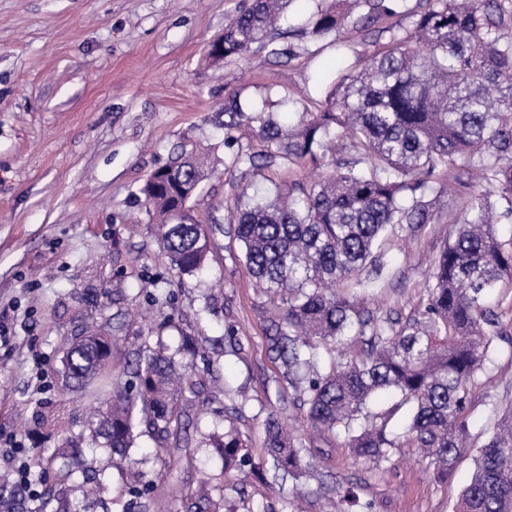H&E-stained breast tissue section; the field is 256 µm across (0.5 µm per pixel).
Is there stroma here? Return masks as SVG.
Here are the masks:
<instances>
[{"label": "stroma", "mask_w": 512, "mask_h": 512, "mask_svg": "<svg viewBox=\"0 0 512 512\" xmlns=\"http://www.w3.org/2000/svg\"><path fill=\"white\" fill-rule=\"evenodd\" d=\"M248 0H0V472L15 473L28 456L25 433L38 427L79 439L91 392L62 388L60 350L67 339L104 327L121 341L115 373L134 358L136 337L204 336L194 366L199 411L187 427L191 465L162 475L146 465L150 509L127 506L109 451L92 467L111 492L85 502L87 512H186L183 488L201 479L221 490L220 512H331L338 485H359L370 512H454L474 470L475 449L460 456L448 481L418 449L402 448L373 467L336 439L318 435L271 359L272 316L255 286L230 225L210 234L208 274H179L160 251L152 217L135 192L183 142L207 148L213 176L193 209L202 225L224 216L234 182L264 186L272 170L224 166L216 109L238 97L248 111L265 103L302 104L323 94L338 74L364 64L371 43L346 29L345 56L312 53L294 38L295 55L269 62L264 52L220 66L205 57L227 17ZM448 225L411 232L397 224L381 250L386 275L367 290L374 311H409L427 297L430 260ZM501 315L495 354L480 373L464 418L473 441L493 433L512 408V281L488 300ZM173 325H165L166 315ZM277 413L313 453L314 480L264 483L224 472L211 439L234 426L265 461L264 421Z\"/></svg>", "instance_id": "stroma-1"}]
</instances>
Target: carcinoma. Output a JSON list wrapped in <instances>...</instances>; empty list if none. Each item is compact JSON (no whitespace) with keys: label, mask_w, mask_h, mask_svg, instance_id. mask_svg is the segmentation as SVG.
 Instances as JSON below:
<instances>
[{"label":"carcinoma","mask_w":512,"mask_h":512,"mask_svg":"<svg viewBox=\"0 0 512 512\" xmlns=\"http://www.w3.org/2000/svg\"><path fill=\"white\" fill-rule=\"evenodd\" d=\"M293 0H252L206 54L214 62L242 58L254 45L278 60L294 55L281 43L280 22ZM410 20V27L401 25ZM378 39L389 33L358 71L342 74L325 104L303 107L283 125L276 112H246L236 97L224 101V147L229 163L292 171L306 163L331 170L317 181L275 183L265 196L235 187L225 221L245 265L275 309L268 350L287 374L315 367L322 351L344 340L362 343L352 357L331 358L329 371L305 379L303 405L310 424L343 439L357 456L379 467L397 449L421 448L437 478L452 475L466 449V403L491 359L498 315L485 296L512 277V249L495 224L512 220V0H326L298 31L344 54L347 26ZM260 144L257 150L254 144ZM213 170L194 143L180 145L171 163L155 170L136 196L159 220L157 242L182 275L208 266L209 236L189 203ZM473 194L459 215L440 204L443 175ZM508 208L496 212L494 199ZM448 220V242L431 263L432 285L423 308L377 314L336 295V284L366 288L382 276L381 239L388 226L419 232ZM66 384L87 389L103 405L91 414V433L118 459L125 493L150 492L143 461L130 449L140 428L180 450L192 407L186 393L196 380L179 375L175 354L162 341L142 342L125 383L112 382V335L95 330L72 338L61 357ZM380 391L395 402L376 412ZM265 449L276 468L297 479L312 474L310 449L283 432L270 414ZM52 434L31 436L28 466L56 468L64 491L86 459L71 441L46 452ZM224 471H254L260 464L239 433L212 443ZM20 485L0 475V512ZM196 512H213L212 490L187 492ZM55 512H85L82 500L48 495ZM456 512H512V409L503 413L475 459Z\"/></svg>","instance_id":"carcinoma-1"}]
</instances>
